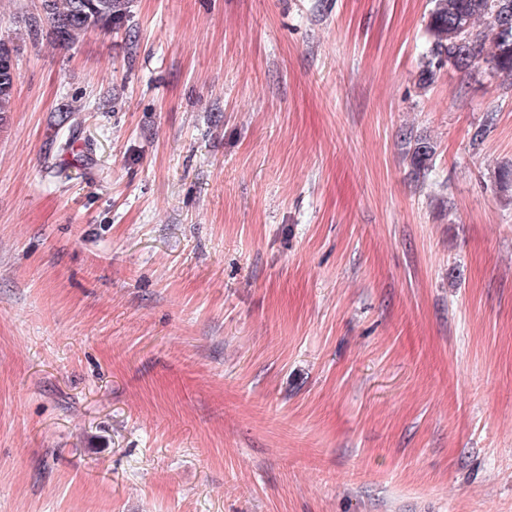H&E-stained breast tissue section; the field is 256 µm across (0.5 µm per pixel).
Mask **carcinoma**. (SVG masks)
Wrapping results in <instances>:
<instances>
[{"label": "carcinoma", "mask_w": 512, "mask_h": 512, "mask_svg": "<svg viewBox=\"0 0 512 512\" xmlns=\"http://www.w3.org/2000/svg\"><path fill=\"white\" fill-rule=\"evenodd\" d=\"M428 25L429 47L422 74L431 80L446 65L462 71L492 64V75L512 76V32L505 34L495 17H512V0H433ZM125 12V0H40L34 23L46 21L55 39L70 45L87 32L110 29ZM16 48L0 39V115L13 111ZM406 155L419 176L433 167L434 146L405 137Z\"/></svg>", "instance_id": "1"}]
</instances>
